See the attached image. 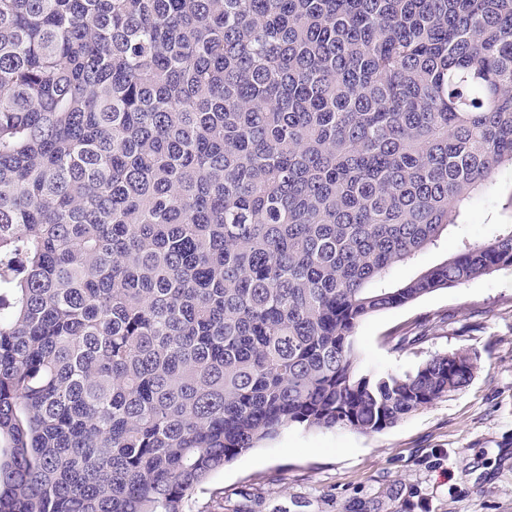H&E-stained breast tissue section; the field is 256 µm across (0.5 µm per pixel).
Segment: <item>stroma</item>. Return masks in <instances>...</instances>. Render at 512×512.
<instances>
[{
  "label": "stroma",
  "mask_w": 512,
  "mask_h": 512,
  "mask_svg": "<svg viewBox=\"0 0 512 512\" xmlns=\"http://www.w3.org/2000/svg\"><path fill=\"white\" fill-rule=\"evenodd\" d=\"M466 230L512 224V168ZM361 367L405 373L464 350L470 383L397 425L364 434L293 425L213 474L188 512H512V269L363 320Z\"/></svg>",
  "instance_id": "obj_1"
}]
</instances>
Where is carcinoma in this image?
Instances as JSON below:
<instances>
[{
  "label": "carcinoma",
  "mask_w": 512,
  "mask_h": 512,
  "mask_svg": "<svg viewBox=\"0 0 512 512\" xmlns=\"http://www.w3.org/2000/svg\"><path fill=\"white\" fill-rule=\"evenodd\" d=\"M505 166L512 0H0V512H186L468 385L354 333L512 269L466 233Z\"/></svg>",
  "instance_id": "obj_1"
}]
</instances>
